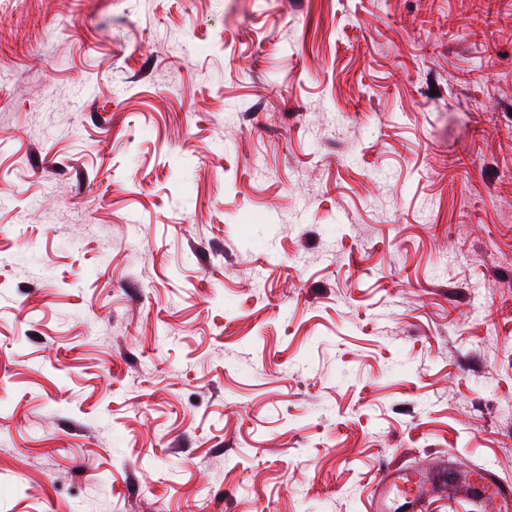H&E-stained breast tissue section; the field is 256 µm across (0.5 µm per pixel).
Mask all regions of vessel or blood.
<instances>
[{
	"label": "vessel or blood",
	"mask_w": 512,
	"mask_h": 512,
	"mask_svg": "<svg viewBox=\"0 0 512 512\" xmlns=\"http://www.w3.org/2000/svg\"><path fill=\"white\" fill-rule=\"evenodd\" d=\"M445 489L463 499L488 498L512 502V486L491 470H466L456 464L444 468L422 466L415 469H385L373 492V512H416L425 496Z\"/></svg>",
	"instance_id": "vessel-or-blood-1"
}]
</instances>
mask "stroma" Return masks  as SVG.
Here are the masks:
<instances>
[{
  "instance_id": "35a3bbf8",
  "label": "stroma",
  "mask_w": 512,
  "mask_h": 512,
  "mask_svg": "<svg viewBox=\"0 0 512 512\" xmlns=\"http://www.w3.org/2000/svg\"><path fill=\"white\" fill-rule=\"evenodd\" d=\"M512 479V0H0V512H367ZM445 489L463 499L488 498L512 502V486L489 469L466 470L448 457V467L422 466L415 469H385L373 491L372 512H415L425 496Z\"/></svg>"
}]
</instances>
